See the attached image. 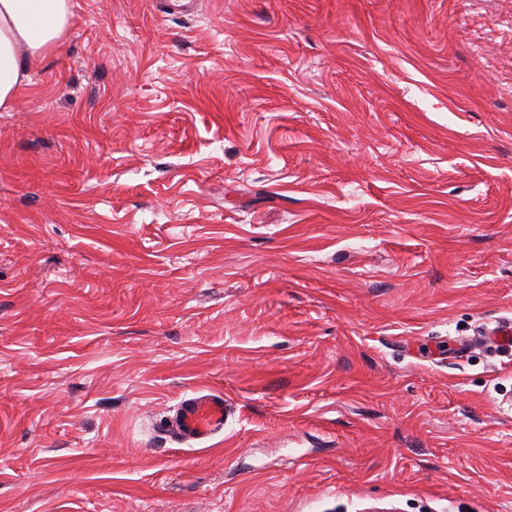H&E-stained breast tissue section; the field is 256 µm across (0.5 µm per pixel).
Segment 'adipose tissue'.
Returning <instances> with one entry per match:
<instances>
[{
    "label": "adipose tissue",
    "mask_w": 512,
    "mask_h": 512,
    "mask_svg": "<svg viewBox=\"0 0 512 512\" xmlns=\"http://www.w3.org/2000/svg\"><path fill=\"white\" fill-rule=\"evenodd\" d=\"M72 19L71 0H0V112L12 109L32 63L67 37Z\"/></svg>",
    "instance_id": "1"
}]
</instances>
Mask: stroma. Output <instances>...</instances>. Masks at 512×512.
<instances>
[{
    "mask_svg": "<svg viewBox=\"0 0 512 512\" xmlns=\"http://www.w3.org/2000/svg\"><path fill=\"white\" fill-rule=\"evenodd\" d=\"M72 11L0 112V512H512V0ZM224 429V397L220 394L193 396L178 405L173 432L182 440L202 441Z\"/></svg>",
    "mask_w": 512,
    "mask_h": 512,
    "instance_id": "1",
    "label": "stroma"
}]
</instances>
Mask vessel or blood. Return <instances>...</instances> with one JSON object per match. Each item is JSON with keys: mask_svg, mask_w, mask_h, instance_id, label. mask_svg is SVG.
<instances>
[{"mask_svg": "<svg viewBox=\"0 0 512 512\" xmlns=\"http://www.w3.org/2000/svg\"><path fill=\"white\" fill-rule=\"evenodd\" d=\"M224 428V398L219 394L193 396L178 405L173 432L183 440L202 441Z\"/></svg>", "mask_w": 512, "mask_h": 512, "instance_id": "vessel-or-blood-1", "label": "vessel or blood"}]
</instances>
